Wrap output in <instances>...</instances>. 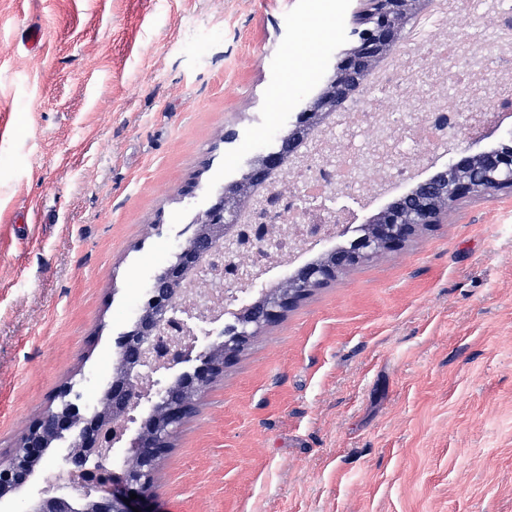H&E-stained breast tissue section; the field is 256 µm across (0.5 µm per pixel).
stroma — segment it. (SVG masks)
I'll use <instances>...</instances> for the list:
<instances>
[{
  "label": "stroma",
  "instance_id": "stroma-1",
  "mask_svg": "<svg viewBox=\"0 0 512 512\" xmlns=\"http://www.w3.org/2000/svg\"><path fill=\"white\" fill-rule=\"evenodd\" d=\"M358 0H0V458L112 375L153 279ZM36 45H27L32 31ZM392 186L390 195L404 193ZM371 184L323 210L367 223ZM167 512H512V194L262 327L154 478Z\"/></svg>",
  "mask_w": 512,
  "mask_h": 512
}]
</instances>
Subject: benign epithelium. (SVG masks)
<instances>
[{
    "label": "benign epithelium",
    "mask_w": 512,
    "mask_h": 512,
    "mask_svg": "<svg viewBox=\"0 0 512 512\" xmlns=\"http://www.w3.org/2000/svg\"><path fill=\"white\" fill-rule=\"evenodd\" d=\"M367 7L359 18L358 38L355 43L336 53L333 63V96L326 100L309 96L297 109L294 120H304L313 132L323 137L340 123L349 121L369 80L368 72L382 60L401 52L413 22L427 12L432 0H366ZM296 129L283 136L276 153L272 154L266 169L258 174L261 190L250 197L245 209H259L270 203L277 194V184L289 174L304 167L306 155L295 148ZM235 187L229 183L218 190L208 204L210 213L206 224L196 225L195 232L163 275V281L154 288L146 317L133 330L124 333L120 345L133 351L138 367L152 365L163 373L178 364L191 360L192 346L177 336L160 332L176 303L185 295L184 276L187 269L197 272L211 266V259L224 245L237 239V215L230 208L229 197ZM420 196L440 193L445 205H422L418 209L403 210L401 198L396 197L385 207L376 237L365 242L361 252L375 256L398 249L410 234L424 225L438 224L444 214L464 199L493 197L512 191V151L485 152L471 155L462 148L448 158V177L442 183L429 178L417 184ZM297 282L304 285L300 292L272 293L264 304L269 321L276 320L291 303L304 296L314 286L323 285L336 277L331 266H302L294 272ZM239 347L224 346V358L216 360L212 353L196 356L199 364L188 376L193 386L185 395L168 405L161 417H144L140 422V440L130 444L133 464L124 471L119 481L106 488L93 479L89 462L100 469L107 466L112 448V424L119 414H128L143 400V393L132 380L115 378L106 390V402L95 413H84L72 403L54 412L41 415L24 435L20 448L8 458L0 459V505L12 503L21 496L26 501V512H147L151 488L158 460L171 445L172 439L184 421L195 412V400L211 380L231 363ZM70 440L71 451L66 456L67 480L55 476L49 480L52 488L34 493L36 469L31 465L41 460V471L50 473L46 448L54 441ZM137 498H130V494Z\"/></svg>",
    "instance_id": "7a95c632"
}]
</instances>
